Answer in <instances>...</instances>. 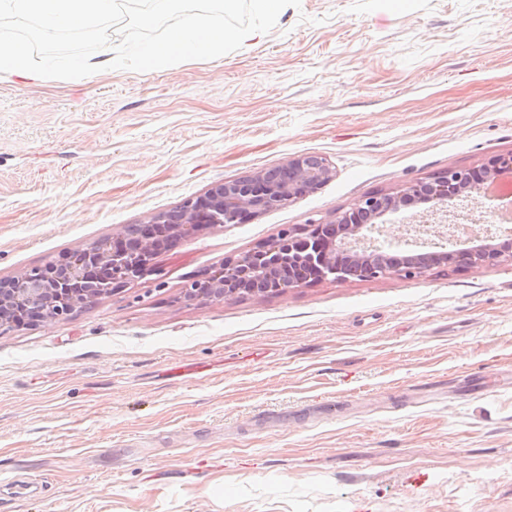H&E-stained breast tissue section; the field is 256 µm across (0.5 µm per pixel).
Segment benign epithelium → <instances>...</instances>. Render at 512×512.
<instances>
[{
    "instance_id": "benign-epithelium-1",
    "label": "benign epithelium",
    "mask_w": 512,
    "mask_h": 512,
    "mask_svg": "<svg viewBox=\"0 0 512 512\" xmlns=\"http://www.w3.org/2000/svg\"><path fill=\"white\" fill-rule=\"evenodd\" d=\"M325 159L301 154L280 170L259 171L232 182H216L178 213L149 220L152 231L138 236L121 225L112 236L85 245L61 263H49L0 279V329L23 318L64 320L116 287L153 272L151 258L172 242L193 236L203 225L244 224L258 214L313 193L331 177ZM512 174V155L495 156L474 168L450 169L428 181L402 185L392 193L370 194L328 222L310 229L288 228L247 254L224 261L184 290L186 302L223 301L244 295L280 294L310 279L412 277L431 265H496L512 261V228L478 240L471 225L448 222V206ZM419 203H432L437 223L410 224L408 231L446 240L464 238L453 250L394 248L380 240L385 218Z\"/></svg>"
}]
</instances>
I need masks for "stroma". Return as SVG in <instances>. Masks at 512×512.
<instances>
[{"instance_id": "1", "label": "stroma", "mask_w": 512, "mask_h": 512, "mask_svg": "<svg viewBox=\"0 0 512 512\" xmlns=\"http://www.w3.org/2000/svg\"><path fill=\"white\" fill-rule=\"evenodd\" d=\"M331 178L0 330V512H512V263L186 303L288 227L512 153V0H301L232 53L0 78V277L213 183Z\"/></svg>"}]
</instances>
